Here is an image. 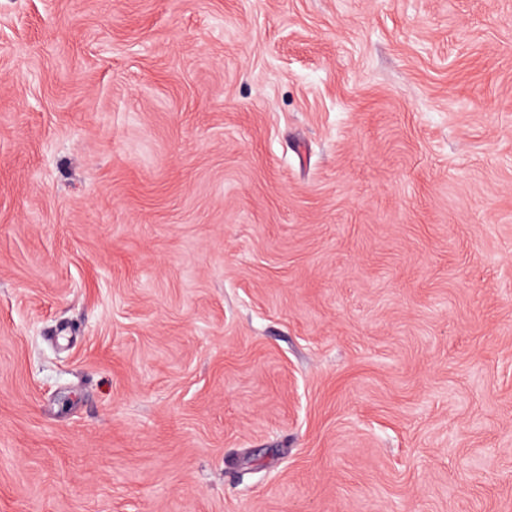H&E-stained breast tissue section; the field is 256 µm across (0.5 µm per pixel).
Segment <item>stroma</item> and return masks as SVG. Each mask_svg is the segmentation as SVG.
Wrapping results in <instances>:
<instances>
[{
  "mask_svg": "<svg viewBox=\"0 0 512 512\" xmlns=\"http://www.w3.org/2000/svg\"><path fill=\"white\" fill-rule=\"evenodd\" d=\"M0 512H512V0H0Z\"/></svg>",
  "mask_w": 512,
  "mask_h": 512,
  "instance_id": "stroma-1",
  "label": "stroma"
}]
</instances>
